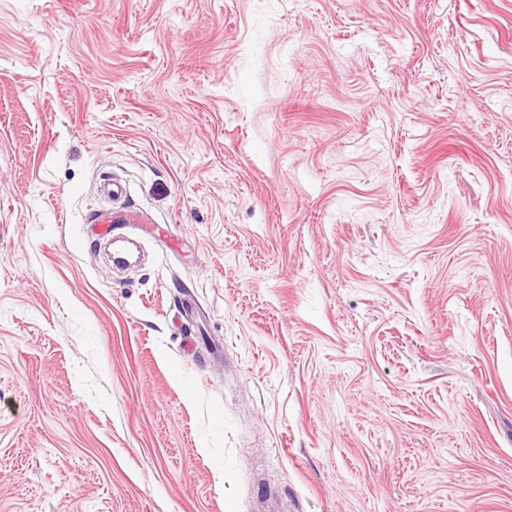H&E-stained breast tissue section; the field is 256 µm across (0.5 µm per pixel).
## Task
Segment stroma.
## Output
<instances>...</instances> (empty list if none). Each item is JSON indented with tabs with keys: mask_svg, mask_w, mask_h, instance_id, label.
<instances>
[{
	"mask_svg": "<svg viewBox=\"0 0 512 512\" xmlns=\"http://www.w3.org/2000/svg\"><path fill=\"white\" fill-rule=\"evenodd\" d=\"M0 512H512V0H0Z\"/></svg>",
	"mask_w": 512,
	"mask_h": 512,
	"instance_id": "obj_1",
	"label": "stroma"
}]
</instances>
